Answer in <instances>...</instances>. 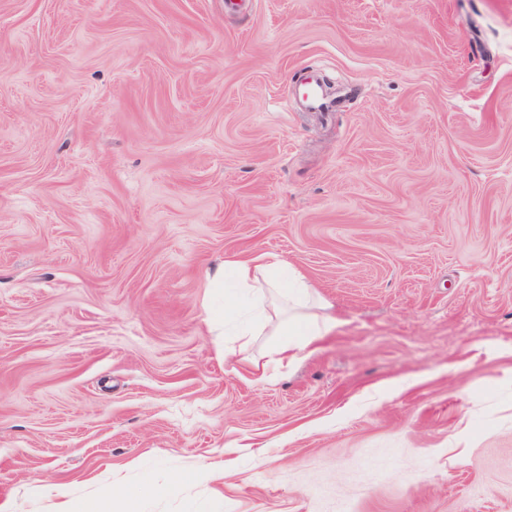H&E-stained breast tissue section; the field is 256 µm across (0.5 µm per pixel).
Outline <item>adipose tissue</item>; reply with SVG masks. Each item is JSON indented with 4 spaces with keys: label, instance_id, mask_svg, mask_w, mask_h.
I'll return each mask as SVG.
<instances>
[{
    "label": "adipose tissue",
    "instance_id": "obj_1",
    "mask_svg": "<svg viewBox=\"0 0 512 512\" xmlns=\"http://www.w3.org/2000/svg\"><path fill=\"white\" fill-rule=\"evenodd\" d=\"M230 268L243 298L226 303L224 321L244 350L256 336L267 335L265 364L257 370L260 379H267L269 367L310 354L334 328V320L310 313L314 292L297 270L265 255ZM141 501V492L129 489H113L103 503L93 497L81 502L60 492L48 512H141Z\"/></svg>",
    "mask_w": 512,
    "mask_h": 512
}]
</instances>
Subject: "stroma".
<instances>
[{"label": "stroma", "mask_w": 512, "mask_h": 512, "mask_svg": "<svg viewBox=\"0 0 512 512\" xmlns=\"http://www.w3.org/2000/svg\"><path fill=\"white\" fill-rule=\"evenodd\" d=\"M258 254L339 322L267 381L211 318ZM46 485L512 512V0H0V501Z\"/></svg>", "instance_id": "1"}]
</instances>
